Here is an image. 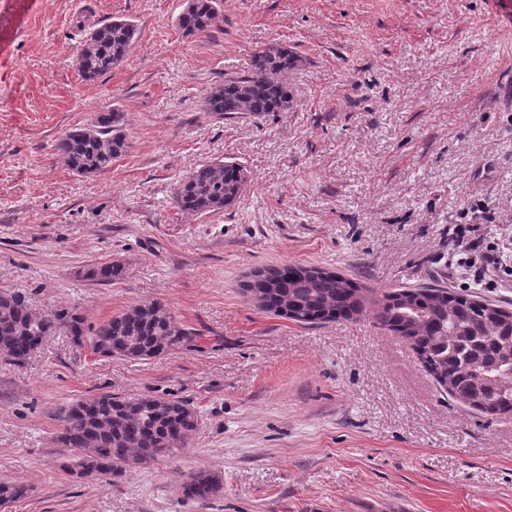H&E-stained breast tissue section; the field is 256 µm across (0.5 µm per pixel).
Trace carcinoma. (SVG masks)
I'll return each instance as SVG.
<instances>
[{"instance_id":"carcinoma-1","label":"carcinoma","mask_w":512,"mask_h":512,"mask_svg":"<svg viewBox=\"0 0 512 512\" xmlns=\"http://www.w3.org/2000/svg\"><path fill=\"white\" fill-rule=\"evenodd\" d=\"M221 0H185L177 18L183 35L221 29ZM138 33L129 19L116 18L88 31L77 56L83 81L91 83L120 65ZM299 59L280 44L255 51L248 70L227 78L207 93L205 111L260 116L287 112L292 105L288 71ZM126 113L108 107L88 124L65 132L56 155L73 173L88 176L107 169L128 148ZM247 175L242 166L216 159L178 181L174 203L196 216L220 212L242 197ZM118 264L94 265L87 278L106 283L120 276ZM259 309L301 324H318L372 313L376 325L406 340L425 370L458 404L486 415L512 413V308L444 286L395 288L379 296L345 275L325 268L285 265L253 274L246 288ZM66 328L79 340L82 317L68 309L35 322L26 296L0 292V357L24 363L43 339ZM191 332L162 304L130 306L91 330L93 351L103 356L148 360L183 346ZM197 428V415L180 399L103 394L68 406L55 442L81 451L72 474L79 479L117 476L128 466L155 460L184 446ZM224 489L209 471H192L186 497L208 502ZM29 489L0 481V503H12Z\"/></svg>"}]
</instances>
